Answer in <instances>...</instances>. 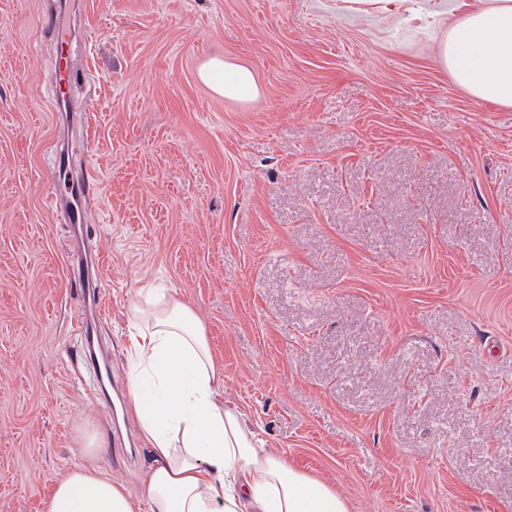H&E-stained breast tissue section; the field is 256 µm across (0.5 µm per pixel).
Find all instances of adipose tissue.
I'll list each match as a JSON object with an SVG mask.
<instances>
[{"instance_id":"adipose-tissue-1","label":"adipose tissue","mask_w":512,"mask_h":512,"mask_svg":"<svg viewBox=\"0 0 512 512\" xmlns=\"http://www.w3.org/2000/svg\"><path fill=\"white\" fill-rule=\"evenodd\" d=\"M345 11L401 19L440 37L441 67L472 98L512 108V0H457L455 19L421 0H342ZM200 77L225 99H255L247 67L214 60ZM131 313V407L155 465L146 498L91 461L56 483L44 512H349L334 487L269 453L256 428L218 398L223 386L202 322L164 288H144Z\"/></svg>"}]
</instances>
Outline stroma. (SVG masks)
Wrapping results in <instances>:
<instances>
[{
    "label": "stroma",
    "mask_w": 512,
    "mask_h": 512,
    "mask_svg": "<svg viewBox=\"0 0 512 512\" xmlns=\"http://www.w3.org/2000/svg\"><path fill=\"white\" fill-rule=\"evenodd\" d=\"M55 0H0V512H43L86 452L146 494L130 307L200 317L225 401L350 512H512V108L469 96L436 34L336 0H80L87 78L49 104ZM212 58L257 98L214 94ZM93 191L105 310L70 285L52 156ZM93 320L121 403L89 398ZM200 77L206 85L228 100H252L258 96L254 75L245 66L213 60L202 68Z\"/></svg>",
    "instance_id": "1"
}]
</instances>
